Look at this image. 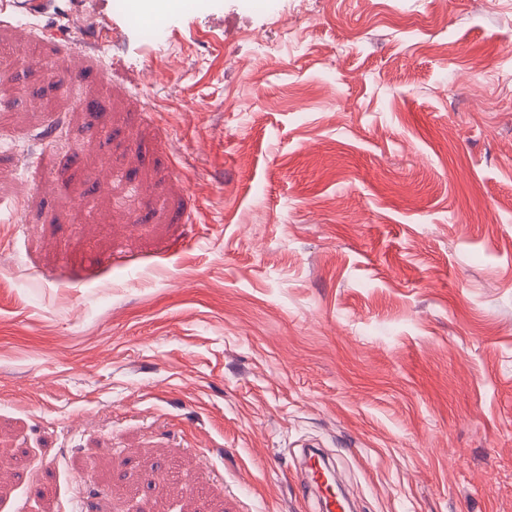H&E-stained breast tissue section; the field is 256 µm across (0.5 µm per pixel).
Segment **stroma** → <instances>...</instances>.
Masks as SVG:
<instances>
[{"mask_svg": "<svg viewBox=\"0 0 512 512\" xmlns=\"http://www.w3.org/2000/svg\"><path fill=\"white\" fill-rule=\"evenodd\" d=\"M42 2L0 512H317L306 448L352 512H512V0Z\"/></svg>", "mask_w": 512, "mask_h": 512, "instance_id": "stroma-1", "label": "stroma"}]
</instances>
